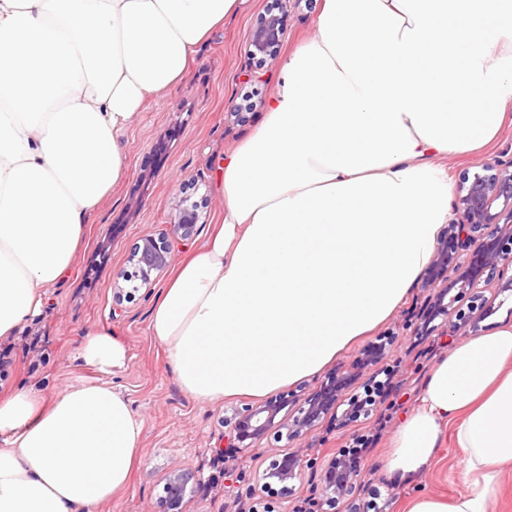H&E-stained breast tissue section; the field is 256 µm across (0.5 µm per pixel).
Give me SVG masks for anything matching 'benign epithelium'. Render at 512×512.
Wrapping results in <instances>:
<instances>
[{
  "instance_id": "1",
  "label": "benign epithelium",
  "mask_w": 512,
  "mask_h": 512,
  "mask_svg": "<svg viewBox=\"0 0 512 512\" xmlns=\"http://www.w3.org/2000/svg\"><path fill=\"white\" fill-rule=\"evenodd\" d=\"M284 37L282 16L269 10L261 15L249 32L245 51L259 64L277 58ZM202 202L185 195L179 200L173 223L158 234H148L131 249L129 261L143 286H150L152 275L161 274L169 265L172 241L188 239L197 231ZM455 218L447 225L425 273V285L432 286L441 269L452 272L441 289L430 300L427 314L421 317L425 333L442 329L451 335L463 328L478 334L481 322L494 310L497 296L512 291V157L497 158L479 166V170L459 172ZM496 284L497 293L488 297L485 287ZM439 324H434L436 319ZM385 349L378 346L367 351L366 361L376 371L363 382L364 395H346L357 381L351 373H331L308 395L281 393L259 405L235 409L224 418V447L216 450L217 459L228 462L244 451L253 450L260 442L273 436L276 441H294L315 431L324 418L345 425L367 415L388 394L393 369L383 364ZM385 375L381 381L379 375ZM350 403L341 415L337 411ZM303 464L302 456L289 452L272 460L257 474L255 485L248 489L252 500L250 512H271L270 496L286 497ZM190 482L188 474H171L163 487L153 512H180ZM361 485L358 473L341 467V457L329 460L320 476V488L314 506L319 512H340L339 503L347 499L348 512H369L373 504L357 502Z\"/></svg>"
}]
</instances>
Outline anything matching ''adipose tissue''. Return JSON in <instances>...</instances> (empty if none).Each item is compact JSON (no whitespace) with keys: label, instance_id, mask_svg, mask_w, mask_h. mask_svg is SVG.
<instances>
[{"label":"adipose tissue","instance_id":"obj_1","mask_svg":"<svg viewBox=\"0 0 512 512\" xmlns=\"http://www.w3.org/2000/svg\"><path fill=\"white\" fill-rule=\"evenodd\" d=\"M246 0H0V337L40 313L90 215L124 177L120 136ZM512 105V0H323L263 122L215 177L224 212L157 298L151 335L197 400L312 377L406 300L448 223L432 166L477 154ZM125 369L111 333L79 347ZM143 424L104 383L0 398V512H74L125 489ZM463 490L403 512H492L512 472V323L433 367L385 461L411 480L436 449Z\"/></svg>","mask_w":512,"mask_h":512}]
</instances>
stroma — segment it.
<instances>
[{
    "label": "stroma",
    "mask_w": 512,
    "mask_h": 512,
    "mask_svg": "<svg viewBox=\"0 0 512 512\" xmlns=\"http://www.w3.org/2000/svg\"><path fill=\"white\" fill-rule=\"evenodd\" d=\"M272 3L249 0L245 11L225 20L199 46L184 79L139 110L122 137L127 174L85 224L82 247L70 270L48 287L41 314L0 338V394L32 388L50 395L71 384L103 379L129 400L142 421L140 466L129 487L96 512H152L175 471L193 477L182 512H241L240 494L288 449L302 454L304 466L292 482L293 494L274 499L272 506L274 512H297L324 466L356 434L368 440L358 460L361 500L374 499L384 504L385 512H400L402 502L412 495L450 498L461 490L459 452L454 448L438 449L431 469L410 482L392 478L383 467L402 413L416 408L427 377L453 343L449 336L418 335L416 322L407 318L413 306L424 304L427 289L414 286L386 322L332 364L337 372L352 371L365 348L392 335L385 362L395 371L394 389L385 404L346 426L323 423L288 448L264 440L225 464L214 460L216 448L224 444V415L249 400L199 401L178 385L163 347L149 331L151 308L166 275H159L151 290H138L132 300L118 303L112 297L114 282L132 269L130 249L144 235L165 229L180 197L189 194L205 199L206 205L197 235L175 244L171 265L200 248L218 222L224 198L214 184V169L225 152L260 124L281 79V60L259 65L245 53L251 27ZM321 6L322 0H300L284 10L282 52L313 36ZM248 99L255 109L245 121H236L233 111ZM502 155H512V116L481 153L438 155L432 163L453 184L461 170H477ZM92 329L108 330L125 343L129 362L123 371L104 377L78 357V345Z\"/></svg>",
    "instance_id": "stroma-1"
}]
</instances>
